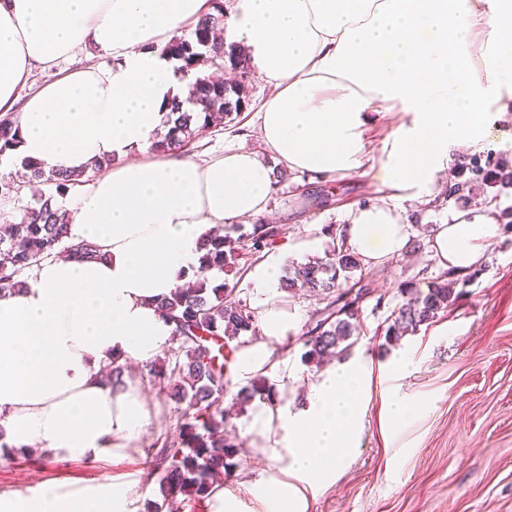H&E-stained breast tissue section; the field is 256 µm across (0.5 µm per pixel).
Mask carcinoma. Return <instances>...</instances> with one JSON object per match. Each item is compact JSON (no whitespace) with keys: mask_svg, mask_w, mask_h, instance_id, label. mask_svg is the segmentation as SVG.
I'll list each match as a JSON object with an SVG mask.
<instances>
[{"mask_svg":"<svg viewBox=\"0 0 512 512\" xmlns=\"http://www.w3.org/2000/svg\"><path fill=\"white\" fill-rule=\"evenodd\" d=\"M212 13L203 18L191 37H177L168 46L169 56L180 63V70L193 73L189 85L191 111L180 104L172 107L171 126L155 143L157 150L177 151L202 137L223 120H233L251 105V68L245 52L231 46L216 49L210 38L224 24V0H211ZM225 66L237 74L232 84L210 79L206 67ZM17 143V130L8 117L0 119V156ZM29 175L21 184L0 177V199L10 200L28 189L35 205L22 210L20 222L0 224V291H18L26 281L23 275L40 260L59 254L85 259L99 257L98 246L68 236L69 212L53 205L84 183L83 173L45 171L28 165ZM282 231L277 224H254L246 236L228 234L202 244L203 254L192 277L161 302L165 314L176 326L178 346L162 359L146 366V378L158 389L162 399L171 403L176 437L160 438L161 446L151 456L153 483L161 500L151 502L152 512H176L181 498H210L214 485L226 480L238 466L235 457L239 445L228 435L230 415L224 400L245 407L255 399L274 402L271 387L258 378L233 390L229 366L246 336L258 334L255 309L237 296L236 286L226 282L213 284V269L232 270L242 252L258 255L281 246ZM360 260L343 244L325 252L324 257L285 266L281 287L294 292L320 295L327 300L316 312L304 336V361L319 365L341 356L351 348L348 341L360 334L357 312L361 299L369 293ZM479 271L465 275L446 271L423 294L403 282L410 297L391 314L385 341L398 342L417 332L447 312L462 295L458 286H466ZM236 342L235 348L228 343ZM126 366L114 356L109 361L108 384H124Z\"/></svg>","mask_w":512,"mask_h":512,"instance_id":"cac0c4a2","label":"carcinoma"}]
</instances>
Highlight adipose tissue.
<instances>
[{"instance_id":"1","label":"adipose tissue","mask_w":512,"mask_h":512,"mask_svg":"<svg viewBox=\"0 0 512 512\" xmlns=\"http://www.w3.org/2000/svg\"><path fill=\"white\" fill-rule=\"evenodd\" d=\"M209 0H0V116L14 114L19 142L0 175L26 163L84 171L69 232L94 242L96 259L54 257L34 266L19 292L0 294V443L65 460L139 442L150 422L137 380L106 386L112 357L146 364L169 346L174 325L159 298L199 265V247L225 224L265 213L274 164L328 176L370 159L369 111L410 119L383 142L378 179L393 196L430 194L455 156L482 150L512 112V0H230L225 44L244 47L273 91L256 112L262 151L242 145L196 158L145 156L187 78L166 54L191 35ZM84 49L111 58L57 71L27 90L35 67ZM109 158L108 172L94 160ZM499 226L462 211L436 225L438 265L463 275L478 265ZM364 263L403 256L411 227L386 202L351 210L340 231ZM280 271L266 264L255 287L260 337L239 353L247 377L272 358L270 341L297 318L273 303ZM366 376L340 364L321 374L295 411L260 409L250 427L265 438L280 421L289 481L266 501L286 512L296 481H331L356 448ZM127 491L0 494V512H125Z\"/></svg>"}]
</instances>
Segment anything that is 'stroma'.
I'll list each match as a JSON object with an SVG mask.
<instances>
[{
	"mask_svg": "<svg viewBox=\"0 0 512 512\" xmlns=\"http://www.w3.org/2000/svg\"><path fill=\"white\" fill-rule=\"evenodd\" d=\"M253 118L246 111L211 128L190 144V152L202 157L243 141L259 146ZM487 140L483 150L457 162L451 181L435 187L426 201L397 200L411 222L416 248L404 259L363 268L371 291L360 304V334L346 356L367 376L358 445L334 482L301 485L295 512H512V187L502 185L512 179V121L490 130ZM476 164L484 169L485 181L477 180ZM387 195L371 167L332 178L289 173L269 201L283 228L281 248L260 258L242 257L238 269L225 273V282L256 303L254 277L264 263H304L323 256L330 232L344 224L348 209ZM470 209L492 215L500 226L479 276L447 314L385 346L388 318L407 300L400 283L425 292L442 273L430 253V230ZM276 301L298 314L295 331L270 342L273 357L261 373L283 408L320 373L303 361L301 334L324 303L284 291ZM404 353L412 362L401 371L396 361ZM143 390L151 419L138 446L71 460L20 450L1 454L0 493L32 496L46 486L79 490L115 484L128 491L127 512H147L144 467L152 444L172 426L170 409L156 389L147 384ZM394 394L417 405L411 422L399 429L385 411ZM254 412L249 405L229 420L243 443V462L224 482L235 512H265L266 494L286 478L284 461L272 449L251 443L247 429Z\"/></svg>",
	"mask_w": 512,
	"mask_h": 512,
	"instance_id": "35a3bbf8",
	"label": "stroma"
}]
</instances>
